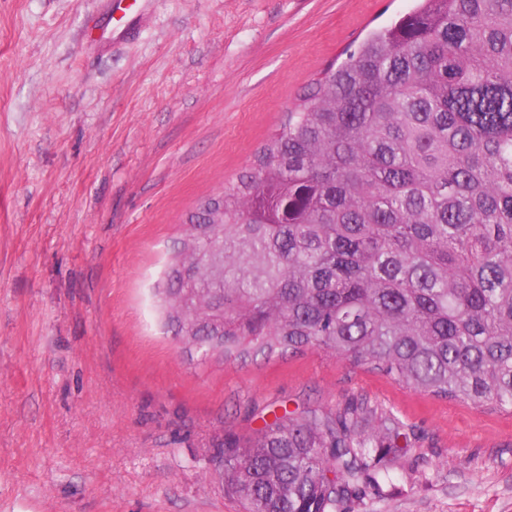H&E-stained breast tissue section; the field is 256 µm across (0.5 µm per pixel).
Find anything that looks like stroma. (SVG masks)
I'll return each instance as SVG.
<instances>
[{
    "label": "stroma",
    "mask_w": 512,
    "mask_h": 512,
    "mask_svg": "<svg viewBox=\"0 0 512 512\" xmlns=\"http://www.w3.org/2000/svg\"><path fill=\"white\" fill-rule=\"evenodd\" d=\"M0 0V512H244L206 459L348 404L379 489L350 512H512V414L321 351L191 361L152 290L188 214L248 170L344 50L410 0Z\"/></svg>",
    "instance_id": "35a3bbf8"
}]
</instances>
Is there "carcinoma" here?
<instances>
[{
    "mask_svg": "<svg viewBox=\"0 0 512 512\" xmlns=\"http://www.w3.org/2000/svg\"><path fill=\"white\" fill-rule=\"evenodd\" d=\"M183 248L212 243L192 224ZM154 296L190 351L329 352L394 382L512 412V0H419L309 87L224 186V276ZM224 300L197 321L195 301ZM370 411H286L227 436L246 512H343Z\"/></svg>",
    "mask_w": 512,
    "mask_h": 512,
    "instance_id": "carcinoma-1",
    "label": "carcinoma"
}]
</instances>
